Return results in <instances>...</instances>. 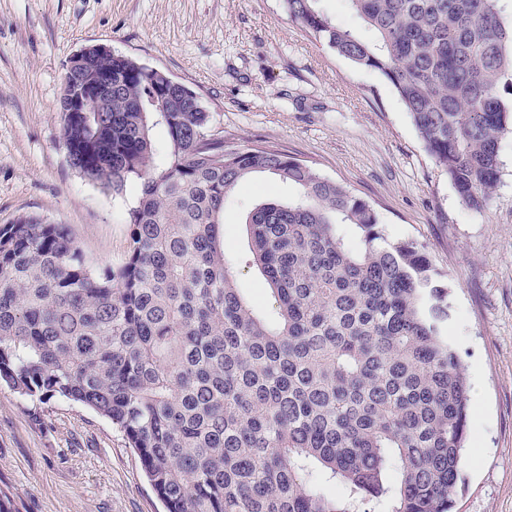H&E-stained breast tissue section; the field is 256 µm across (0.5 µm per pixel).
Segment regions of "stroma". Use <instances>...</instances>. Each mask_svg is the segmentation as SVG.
Here are the masks:
<instances>
[{"label":"stroma","instance_id":"35a3bbf8","mask_svg":"<svg viewBox=\"0 0 512 512\" xmlns=\"http://www.w3.org/2000/svg\"><path fill=\"white\" fill-rule=\"evenodd\" d=\"M101 44L197 94L212 133L288 152L377 209L390 240L421 244L453 288L443 324L466 368L470 415L455 512H512V132L488 207L465 208L393 87L311 39L282 0H0V225H67L98 268L129 246L137 183L113 193L60 143L64 66ZM288 186L267 174L224 205V248L245 216ZM0 494L15 512H162L123 434L81 405H33L0 388Z\"/></svg>","mask_w":512,"mask_h":512}]
</instances>
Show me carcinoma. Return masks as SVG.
Segmentation results:
<instances>
[{
	"instance_id": "1",
	"label": "carcinoma",
	"mask_w": 512,
	"mask_h": 512,
	"mask_svg": "<svg viewBox=\"0 0 512 512\" xmlns=\"http://www.w3.org/2000/svg\"><path fill=\"white\" fill-rule=\"evenodd\" d=\"M345 2L371 37L319 0H283L312 38L385 77L462 205L483 209L512 130L502 0ZM106 72L112 93L61 112V141L87 179L139 183L128 253L96 270L63 224L0 225V387L110 420L164 512H453L469 386L424 248L388 240L373 204L302 161L214 137L199 100L132 58L80 77ZM256 172L295 194L255 204L247 254L228 255L224 201ZM241 264L269 310L240 292Z\"/></svg>"
}]
</instances>
